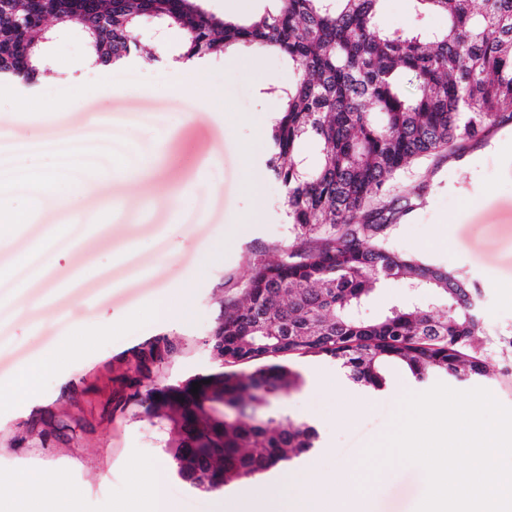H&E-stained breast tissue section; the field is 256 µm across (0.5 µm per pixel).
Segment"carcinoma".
Masks as SVG:
<instances>
[{
    "mask_svg": "<svg viewBox=\"0 0 512 512\" xmlns=\"http://www.w3.org/2000/svg\"><path fill=\"white\" fill-rule=\"evenodd\" d=\"M276 2L242 22L209 14L198 0H0V78L36 80L51 20L77 23L96 62L120 68L142 52L134 28L145 17L181 31L184 63L253 47L300 72L280 91L267 161L286 189L297 245L255 265L239 300L218 301L214 331L226 346L211 344L215 406L191 392L196 376L137 393L167 434L173 475L204 493L315 448L316 428L276 404L305 384L294 357L333 358L377 391L390 366L418 380L488 376L478 292L449 270L383 247L387 227L411 210L409 198L389 208L369 202L411 162L512 121V0H413L417 14L446 18L431 32L383 28L385 0ZM308 143L318 148L313 160ZM382 280L400 282L410 300L365 320L358 311Z\"/></svg>",
    "mask_w": 512,
    "mask_h": 512,
    "instance_id": "cac0c4a2",
    "label": "carcinoma"
}]
</instances>
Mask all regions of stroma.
<instances>
[{
    "mask_svg": "<svg viewBox=\"0 0 512 512\" xmlns=\"http://www.w3.org/2000/svg\"><path fill=\"white\" fill-rule=\"evenodd\" d=\"M380 23L433 31L446 20L416 16L412 0H386ZM49 27L47 72L30 85L0 82V130L48 144L69 137L113 147L96 166L97 192L75 195L66 208L46 212L34 184L0 204L27 216L8 238L10 251L34 249L48 258L43 272L27 275L12 293L16 317L0 313V382L29 361L43 364L33 388L0 397V475L49 467L78 490L73 512L122 505L143 512L132 474L154 466L182 512H224L232 489L200 494L172 476L165 436L135 391L213 370L205 339L218 300L237 299L253 262L276 259L294 244L285 189L266 161L273 103L298 72L279 54L242 48L231 69L220 55L179 65L181 32L151 19L136 30L145 57L119 69H89L79 26ZM117 152L126 179L158 172L137 197L113 173ZM250 177L264 202L257 220L245 186ZM404 196L413 208L386 229L385 247L478 288L492 371L481 386L512 407V122L456 153L413 163L382 202ZM102 218L123 225L124 236L85 253L57 251L68 225H85V239H96ZM86 322L99 325L97 338L63 345L68 330ZM295 365L306 384L281 404L318 431L315 448L297 463L310 475L354 460L390 430L406 394L441 380H418L393 366L386 387L371 391L334 359L304 357ZM425 484L419 466L391 465L359 512H416Z\"/></svg>",
    "mask_w": 512,
    "mask_h": 512,
    "instance_id": "35a3bbf8",
    "label": "stroma"
}]
</instances>
